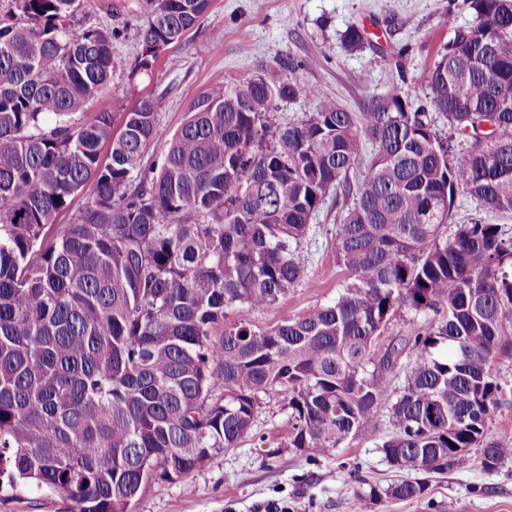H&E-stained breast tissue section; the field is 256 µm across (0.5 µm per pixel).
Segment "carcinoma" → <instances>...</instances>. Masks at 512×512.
Instances as JSON below:
<instances>
[{
  "label": "carcinoma",
  "instance_id": "cac0c4a2",
  "mask_svg": "<svg viewBox=\"0 0 512 512\" xmlns=\"http://www.w3.org/2000/svg\"><path fill=\"white\" fill-rule=\"evenodd\" d=\"M12 2L16 18L0 19V493L130 512L148 484L237 447L274 391L288 397L287 447L311 458L383 412L393 431L380 448L400 472L442 473L471 448L488 472L512 457L487 439L503 393L492 362L512 354V234L479 220L441 231L460 195L512 213V0H465L475 23L428 69L426 105L396 89L349 112L301 84L306 64L289 56L198 95L147 169L162 136L152 98L118 130L110 112L82 119L126 67L116 33L74 28L80 0ZM210 2L154 0L136 67ZM344 40L371 45L356 26ZM301 94L314 111L278 122ZM439 118L470 146L440 135ZM334 191L350 201L332 232L348 274L336 300L267 329L230 318L306 280L300 250ZM403 307L435 318L376 349Z\"/></svg>",
  "mask_w": 512,
  "mask_h": 512
}]
</instances>
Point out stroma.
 Here are the masks:
<instances>
[{"label": "stroma", "instance_id": "stroma-1", "mask_svg": "<svg viewBox=\"0 0 512 512\" xmlns=\"http://www.w3.org/2000/svg\"><path fill=\"white\" fill-rule=\"evenodd\" d=\"M150 9V0H82L75 26L117 31L112 52L128 64L85 114H118L149 96L167 137L183 123L197 95L246 80L288 56L306 61L303 85L351 112L364 111L371 99L399 84L412 98L425 99L430 89L424 71L453 28L474 21L462 0H212L199 26L161 51L150 70L134 72L130 66L141 55L136 28ZM353 25L379 34V42L349 49L344 34ZM216 30L223 34L218 47L211 39ZM345 207L344 199L332 196L320 212L319 228L302 253L306 283L279 305L244 311V318L265 328L283 313L304 312L336 298L346 274L336 264L326 231L339 223ZM493 373L509 393L487 425L488 436L509 439L512 356L498 357ZM391 429L387 415H380L368 434L313 460L287 447L286 399L273 392L263 396L252 432L238 447L183 480L151 484L132 512H268L272 506L285 512H512V458L487 472L476 449L467 464L428 475L421 498L371 496V487L384 488L403 477L380 449Z\"/></svg>", "mask_w": 512, "mask_h": 512}]
</instances>
